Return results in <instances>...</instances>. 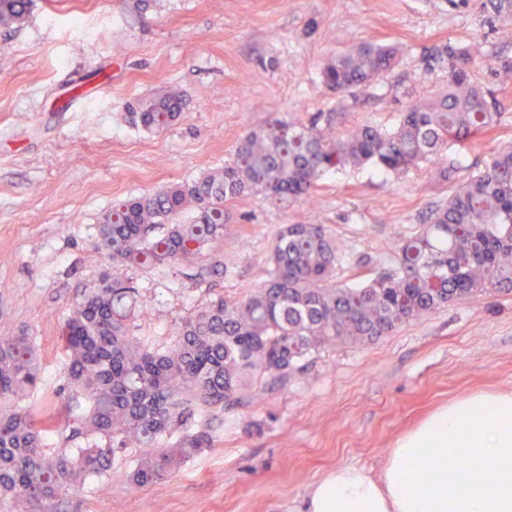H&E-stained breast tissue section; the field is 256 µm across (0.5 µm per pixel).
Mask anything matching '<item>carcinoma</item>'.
Listing matches in <instances>:
<instances>
[{
    "instance_id": "carcinoma-1",
    "label": "carcinoma",
    "mask_w": 512,
    "mask_h": 512,
    "mask_svg": "<svg viewBox=\"0 0 512 512\" xmlns=\"http://www.w3.org/2000/svg\"><path fill=\"white\" fill-rule=\"evenodd\" d=\"M486 20L512 17V0H485ZM30 0H0V28L18 29ZM397 50L367 41L331 57L322 70L328 88L345 93L378 81ZM469 48L445 45L430 60L448 71V85L413 99L391 125L366 124L333 132L334 113L250 133L236 161L192 183L127 198L98 224L99 246L112 262L151 269L196 266L200 281L228 273L224 256L210 253L224 236L226 204L264 190L295 202L310 196L331 172L373 166L400 177L423 162L442 181L459 167L454 142L494 131L496 104L477 84ZM180 96L160 90L128 105V122L156 133L181 117ZM345 257L321 224L283 227L264 283L241 301L222 296L193 311L166 347L133 336L142 315L135 288L105 273L87 288L64 323L67 386L86 401L69 424L77 448L50 450L43 437L55 428L17 409L0 413V495L15 512L53 500L102 477L117 449L136 447L129 474L136 486L172 475L214 446L201 426L173 442L172 432L197 416L247 397L263 379H282L330 345L364 344L448 305L512 291V147L485 170L459 184L444 205L430 210L422 231L402 239L396 260L359 286L332 284ZM40 375L27 336H0V402L16 400Z\"/></svg>"
}]
</instances>
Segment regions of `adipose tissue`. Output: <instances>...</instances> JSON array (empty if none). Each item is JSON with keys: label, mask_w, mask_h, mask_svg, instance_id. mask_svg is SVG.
<instances>
[{"label": "adipose tissue", "mask_w": 512, "mask_h": 512, "mask_svg": "<svg viewBox=\"0 0 512 512\" xmlns=\"http://www.w3.org/2000/svg\"><path fill=\"white\" fill-rule=\"evenodd\" d=\"M467 458L466 469L448 465ZM299 512H512V392L449 403L401 437L379 470L336 467Z\"/></svg>", "instance_id": "obj_1"}]
</instances>
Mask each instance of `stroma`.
Masks as SVG:
<instances>
[{
    "label": "stroma",
    "instance_id": "35a3bbf8",
    "mask_svg": "<svg viewBox=\"0 0 512 512\" xmlns=\"http://www.w3.org/2000/svg\"><path fill=\"white\" fill-rule=\"evenodd\" d=\"M509 30L512 18L484 22L481 0H32L21 28L0 29V335L32 337L41 363L18 406L66 417L62 326L103 273L139 290L147 314L133 333L161 347L215 295L241 300L260 287L284 225L321 224L343 244L336 284L390 264L398 236L512 142V84L493 86L490 75L497 58H512ZM361 40L402 52L377 83L332 92L323 66ZM448 44L479 47L474 76L502 111L495 133L455 144V183L425 163L400 178L373 167L331 173L292 204L243 195L212 247L228 272L205 282L172 267L115 266L99 249L96 227L114 203L224 167L251 132L315 112L335 113L341 134L393 123L409 93L447 83L425 58ZM161 88L179 92L181 118L155 134L134 128L128 102ZM497 391L512 392V293L325 349L285 382L202 414L214 447L168 478L133 486L138 451L125 448L102 479L35 512H298L326 472L378 468L434 411Z\"/></svg>",
    "mask_w": 512,
    "mask_h": 512
}]
</instances>
